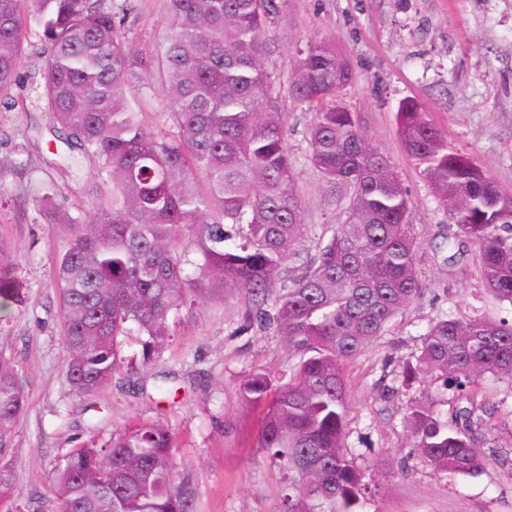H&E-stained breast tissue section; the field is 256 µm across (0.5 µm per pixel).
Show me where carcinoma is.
<instances>
[{
	"label": "carcinoma",
	"mask_w": 512,
	"mask_h": 512,
	"mask_svg": "<svg viewBox=\"0 0 512 512\" xmlns=\"http://www.w3.org/2000/svg\"><path fill=\"white\" fill-rule=\"evenodd\" d=\"M169 34L155 61L168 129L149 126L128 94L137 57L121 36L126 14L108 0H0V91L19 78L26 27L47 50L39 87L70 147L99 158L112 192L74 216L47 190L41 211L70 238L56 259L65 372L77 395L95 394L123 368L121 336L136 327L143 362L160 356L171 318L184 306L235 292L240 330H272L296 362L288 380L252 372L243 400L263 408L258 447L281 471L277 512H366L374 493L347 456V367L422 290L411 197L388 157L336 92L353 80L327 40L292 57L287 86L269 70L268 37L279 0H166ZM313 111L308 161L343 210L338 224L304 223L288 148L283 93ZM406 153L448 215V256L471 243L487 292L512 306V195L473 160L448 147L413 100L396 114ZM316 242L314 257L281 276ZM198 259L185 275V253ZM16 263L0 247V311L25 304ZM430 373L461 392L451 413L413 394ZM408 394L405 427L434 469L474 474L497 407L482 384L512 386V320H433L418 354L397 371ZM25 405L18 363L0 351V448L9 447ZM171 429L128 427L101 444L70 449L41 505L14 500V474L0 466L4 512H199L194 485L175 460Z\"/></svg>",
	"instance_id": "1"
}]
</instances>
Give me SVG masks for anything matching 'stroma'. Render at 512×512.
<instances>
[{
	"label": "stroma",
	"mask_w": 512,
	"mask_h": 512,
	"mask_svg": "<svg viewBox=\"0 0 512 512\" xmlns=\"http://www.w3.org/2000/svg\"><path fill=\"white\" fill-rule=\"evenodd\" d=\"M111 4L127 10L124 36L136 54L164 43V0ZM272 33L278 52L270 66L283 78L293 53L311 38L334 43L346 56L355 79L336 99L386 153L413 201L409 221L423 290L347 368V451L377 488L368 512H512V387L486 389L499 408L494 454L474 475L435 470L418 456L404 428L407 398L394 390L398 364L415 354L436 317L512 318V307L487 301L475 249L455 267L443 265L438 247L448 217L421 165L405 153L396 124L400 102L418 101L449 147L512 195V0H286ZM40 50L28 35L19 80L8 102H0V244L15 254L28 289L24 308L0 316V351L18 361L26 379L25 408L10 447L0 450V466L16 471L14 499L41 496L70 448L160 421L175 436L176 457L190 471L204 512H275L279 470L258 448L261 412L242 401L239 384L254 371L287 374L290 359L274 333L240 332L239 295L179 311L172 344L150 363L142 361L136 334L125 336L122 357L136 375L117 373L91 396L71 390L54 278L69 233L42 218L40 200L51 188L64 208L87 211L112 185L95 157L69 150L39 99L32 76L43 62ZM281 108L306 223H340L307 160L311 112L286 98Z\"/></svg>",
	"instance_id": "1"
}]
</instances>
